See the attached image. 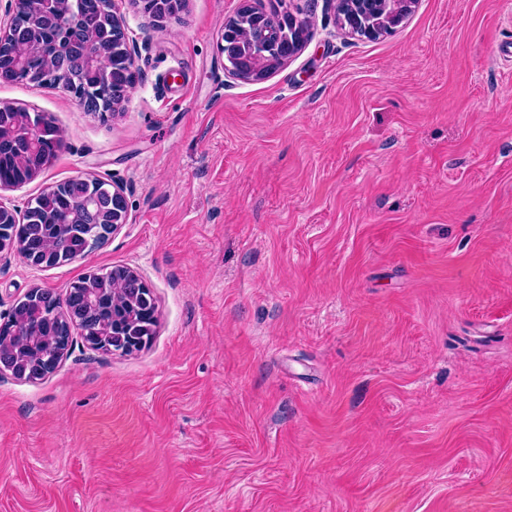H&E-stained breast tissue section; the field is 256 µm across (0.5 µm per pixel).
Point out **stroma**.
Masks as SVG:
<instances>
[{
    "label": "stroma",
    "instance_id": "1",
    "mask_svg": "<svg viewBox=\"0 0 512 512\" xmlns=\"http://www.w3.org/2000/svg\"><path fill=\"white\" fill-rule=\"evenodd\" d=\"M261 81L224 71L240 0L156 25L118 0L139 78L108 121L0 83L122 185L127 221L53 267L0 253V315L116 266L157 325L80 331L32 383L0 373V512H512V0H417L392 33L326 0ZM123 283L126 282H135V286H143L142 290H144L147 294H144L143 297L147 301V306L143 310L144 312V320L141 322V326H147L151 322L156 323L157 319V307L155 301H151L150 289L147 287V284L144 280L134 271L129 268L124 267L123 269ZM137 323L130 325V327L126 331H115V328L112 331V345L110 343L109 332L106 328L100 325H94L88 331L83 332V335L86 337V343L93 349L97 350H112V353H130L136 350H139L143 345L146 344L145 337L139 336L137 332V328L141 326H135Z\"/></svg>",
    "mask_w": 512,
    "mask_h": 512
}]
</instances>
